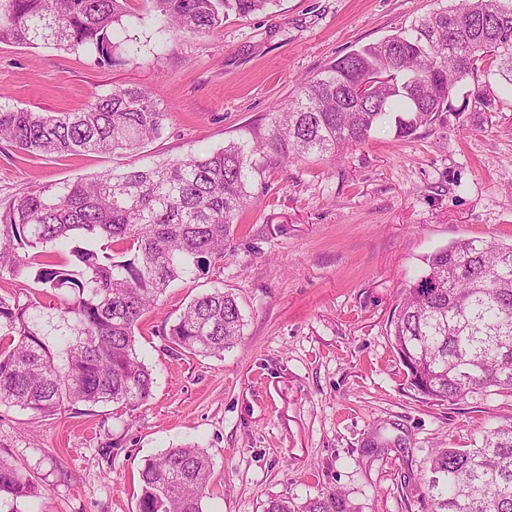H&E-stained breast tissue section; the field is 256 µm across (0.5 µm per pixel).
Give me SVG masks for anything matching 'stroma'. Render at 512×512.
<instances>
[{
	"label": "stroma",
	"instance_id": "obj_1",
	"mask_svg": "<svg viewBox=\"0 0 512 512\" xmlns=\"http://www.w3.org/2000/svg\"><path fill=\"white\" fill-rule=\"evenodd\" d=\"M455 0H276L209 36L162 30L150 0L111 63L84 50L0 44V93L36 112H74L139 87L168 113L125 156L30 158L0 145V203L75 181L222 148L266 131L270 111L362 45ZM488 92L492 109L475 99ZM450 109L409 139L377 131L336 160L254 174L252 202L219 271L174 282L146 314L139 351L151 398L126 411L78 404L50 417L0 407V459L43 492L37 512H139L146 459L192 442L211 459L205 512H263L336 490L355 512H430L427 461L512 423V393L436 404L410 390L389 324L425 258L460 238L512 241V88L458 84ZM237 299L243 337L223 358L175 355L163 334L210 289Z\"/></svg>",
	"mask_w": 512,
	"mask_h": 512
}]
</instances>
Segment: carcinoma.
Instances as JSON below:
<instances>
[{
  "mask_svg": "<svg viewBox=\"0 0 512 512\" xmlns=\"http://www.w3.org/2000/svg\"><path fill=\"white\" fill-rule=\"evenodd\" d=\"M150 2L164 26L201 36L231 13L275 0ZM125 16L123 0H0V44L81 48L110 62ZM480 71L512 85V0H458L409 34L333 60L273 110L266 134L11 198L0 208V274L32 281L49 302L0 296V406L46 417L77 403L130 410L147 402L155 378L138 353L140 321L173 282L224 260L251 202L254 156L267 168L311 155L334 160L386 124L410 138L448 108V89ZM363 82L369 93L351 97ZM167 119L138 88H115L78 112H34L0 95V143L31 157L135 152L160 137ZM68 246L73 262L56 260ZM426 266L390 320L409 388L439 403L512 391V244L458 239ZM242 330L236 298L215 288L193 298L164 336L177 354L222 358ZM427 471L431 512H512V423L473 448L437 449ZM210 474V457L194 443L146 460L139 512H204ZM39 499L22 468L0 459V503ZM265 512L355 510L329 492L300 507L274 498Z\"/></svg>",
  "mask_w": 512,
  "mask_h": 512,
  "instance_id": "carcinoma-1",
  "label": "carcinoma"
}]
</instances>
